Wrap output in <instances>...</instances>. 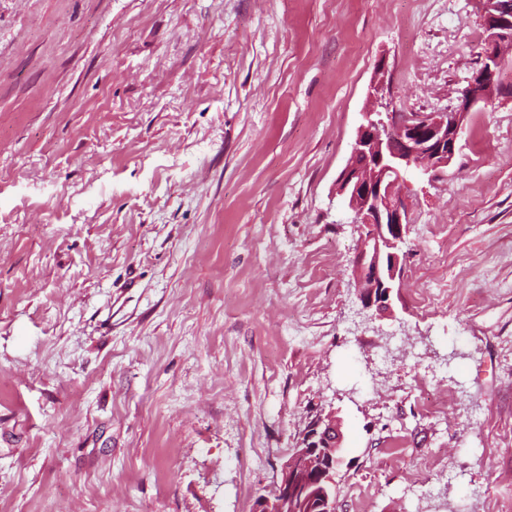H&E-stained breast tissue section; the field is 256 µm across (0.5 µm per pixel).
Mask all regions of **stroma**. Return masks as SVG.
Here are the masks:
<instances>
[{
    "label": "stroma",
    "mask_w": 512,
    "mask_h": 512,
    "mask_svg": "<svg viewBox=\"0 0 512 512\" xmlns=\"http://www.w3.org/2000/svg\"><path fill=\"white\" fill-rule=\"evenodd\" d=\"M483 2L0 0V512H256L330 409L337 512H512V95L409 176L389 309L336 194Z\"/></svg>",
    "instance_id": "35a3bbf8"
}]
</instances>
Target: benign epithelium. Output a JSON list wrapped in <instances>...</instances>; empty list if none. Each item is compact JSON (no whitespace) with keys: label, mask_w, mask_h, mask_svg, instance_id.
<instances>
[{"label":"benign epithelium","mask_w":512,"mask_h":512,"mask_svg":"<svg viewBox=\"0 0 512 512\" xmlns=\"http://www.w3.org/2000/svg\"><path fill=\"white\" fill-rule=\"evenodd\" d=\"M484 62L462 90L453 112H383L389 80L376 67L370 106L362 113L350 157L336 181V195L354 213L360 235L352 277L362 308L386 309L400 275L409 230V208L400 186L411 174L441 172L456 156L468 112L491 103L504 90L499 75L512 54V9L483 17ZM370 164L362 168L356 159ZM340 423L335 412L309 419L297 448L282 465L273 498H261L257 512H336V463Z\"/></svg>","instance_id":"obj_1"}]
</instances>
